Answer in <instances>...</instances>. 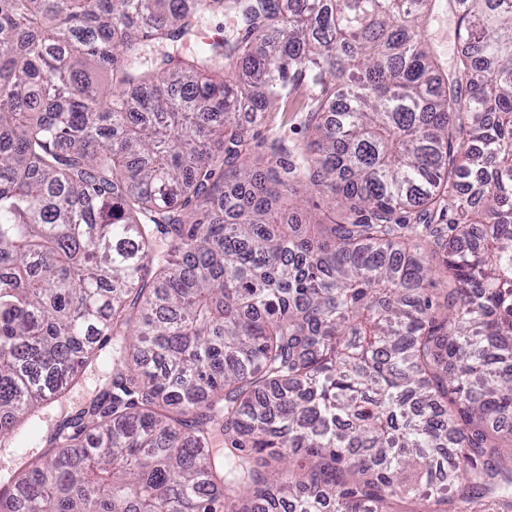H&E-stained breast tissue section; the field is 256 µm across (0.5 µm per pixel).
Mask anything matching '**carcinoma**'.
Segmentation results:
<instances>
[{"label": "carcinoma", "instance_id": "obj_1", "mask_svg": "<svg viewBox=\"0 0 512 512\" xmlns=\"http://www.w3.org/2000/svg\"><path fill=\"white\" fill-rule=\"evenodd\" d=\"M506 358L512 0H0V512H512ZM234 27L235 20L233 17L224 14V12L214 13L206 18L203 26L198 30L197 38H201L202 33L216 34L220 38H224V35Z\"/></svg>", "mask_w": 512, "mask_h": 512}]
</instances>
